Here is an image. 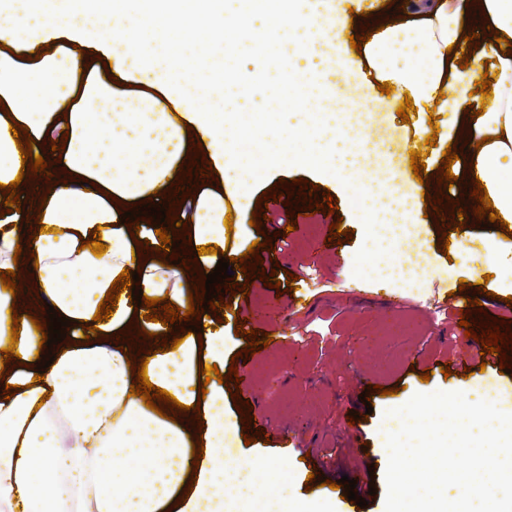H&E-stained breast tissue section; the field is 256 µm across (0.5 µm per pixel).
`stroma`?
Listing matches in <instances>:
<instances>
[{"label":"stroma","instance_id":"1","mask_svg":"<svg viewBox=\"0 0 512 512\" xmlns=\"http://www.w3.org/2000/svg\"><path fill=\"white\" fill-rule=\"evenodd\" d=\"M389 109L382 115L384 130L407 131L408 142H394L398 172L411 171V150L429 154L430 170H437L447 146L455 137L440 138L426 147L429 113H410L401 121L394 94H382ZM295 178L313 184L312 198L322 201L331 193L334 214L304 211L301 196L290 201H269L261 229L271 237L273 248L263 251L265 269H277L278 280L297 276L294 293L276 294L263 281L246 282L235 271L236 283H248L246 294L232 296V305L222 314L224 356L232 358L245 348L247 337L234 333L237 320L249 319L260 332H282L279 349L262 350L239 363V386H226L227 413H234L233 393L251 405L248 433L253 443L238 445L233 456L267 463L286 462L294 475L292 491L297 496H334L341 512H384L386 492V432L397 429L387 410L404 405L414 394L436 390L461 391L468 399H481L486 381L512 394V368H501L498 360L485 367H456L444 376V356L468 353L473 339L450 329V318L442 304L449 292L463 298H478L489 315L504 308L508 292L498 274L500 261L511 258L507 244L512 234L499 225L465 224L448 230L435 217L425 219V251L429 270L415 286L383 274L372 261L374 250L369 228L349 204L350 186L333 176L284 168L271 172L258 184L266 191L278 180ZM297 220L293 235L280 233L281 225ZM353 230L343 244L329 243L331 223ZM449 235L451 248H443L442 235ZM501 245L489 256V242ZM466 248L469 260L458 250ZM467 289H460V281ZM375 337L368 355H361L360 338ZM430 356L427 369L411 367L412 352ZM349 477L356 493L368 500L359 507L344 489H333L334 481Z\"/></svg>","mask_w":512,"mask_h":512}]
</instances>
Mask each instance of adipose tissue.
Masks as SVG:
<instances>
[{
	"instance_id": "ef3b65f1",
	"label": "adipose tissue",
	"mask_w": 512,
	"mask_h": 512,
	"mask_svg": "<svg viewBox=\"0 0 512 512\" xmlns=\"http://www.w3.org/2000/svg\"><path fill=\"white\" fill-rule=\"evenodd\" d=\"M414 2L409 22L374 33L358 58L348 21L370 0H239L229 17L217 0H0V43L11 48L0 53V183L18 181L21 202L0 215V274L23 272L20 292L0 287V512H336L327 497L283 495L287 468L225 457L238 426L225 413L223 385L201 372L224 362L211 310L177 348L147 356L150 383L187 407L173 419L131 394L137 349L119 338L129 324L159 338L167 326L146 319L133 289L107 320L93 317L126 269L138 273L134 289L144 296L187 309L190 272L167 256L141 257L121 218L140 200L167 195L199 144L213 174L192 178V241L178 250L203 273L217 264L208 248L223 245L226 215L248 223L253 183L282 165L323 172L336 162L337 179L361 186L352 204L375 225L379 249L396 254L401 225L419 221L421 197L406 178L367 186L364 148L320 106L364 66L374 73L359 85L366 98L385 82L422 112L479 108L457 144L456 193L467 203L468 186L482 181L487 204L512 224V55L493 40L474 50L466 41L491 29L512 44V0ZM286 33L294 50L272 71L294 90L295 111L225 113L227 88L247 97L258 82L257 72L225 67L227 48L263 49ZM485 77L490 96H472ZM16 123L52 172L21 177ZM60 141L65 149L51 152ZM96 228L107 246L100 256L83 245ZM48 304L70 325L42 370L34 323L47 321ZM8 347L16 360L2 356Z\"/></svg>"
}]
</instances>
